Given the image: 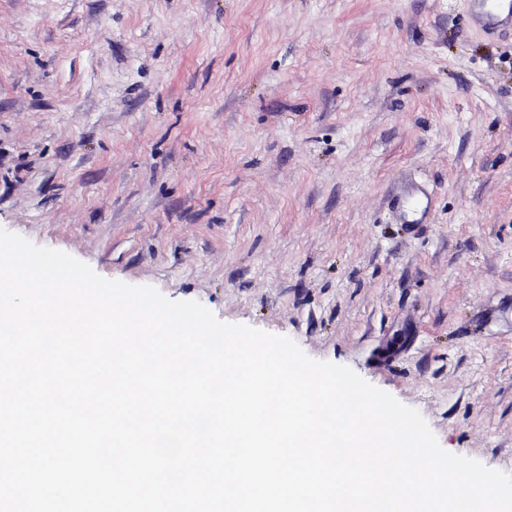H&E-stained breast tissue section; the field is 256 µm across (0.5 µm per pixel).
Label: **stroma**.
Returning <instances> with one entry per match:
<instances>
[{
	"mask_svg": "<svg viewBox=\"0 0 512 512\" xmlns=\"http://www.w3.org/2000/svg\"><path fill=\"white\" fill-rule=\"evenodd\" d=\"M471 5L0 0V228L288 336L512 475V28Z\"/></svg>",
	"mask_w": 512,
	"mask_h": 512,
	"instance_id": "35a3bbf8",
	"label": "stroma"
}]
</instances>
